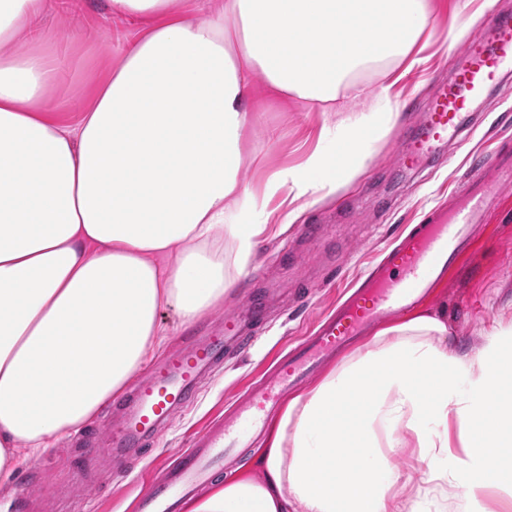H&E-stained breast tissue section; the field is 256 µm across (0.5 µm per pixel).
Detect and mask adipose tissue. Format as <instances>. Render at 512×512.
I'll list each match as a JSON object with an SVG mask.
<instances>
[{"instance_id": "obj_1", "label": "adipose tissue", "mask_w": 512, "mask_h": 512, "mask_svg": "<svg viewBox=\"0 0 512 512\" xmlns=\"http://www.w3.org/2000/svg\"><path fill=\"white\" fill-rule=\"evenodd\" d=\"M49 0H0V485L91 422L145 364L161 308L192 322L224 298L225 236L246 266L267 198L335 191L361 169L392 109L324 125L323 145L265 196L241 177L256 90L326 109L367 96L361 71L420 58L428 0H109L139 37L75 128L43 106L55 59L14 51ZM471 426L453 441L451 420ZM459 489L485 512L486 474L512 494V325L465 353L448 319L422 311L378 331L309 393L289 399L252 470L215 482L187 512H402Z\"/></svg>"}]
</instances>
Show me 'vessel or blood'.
I'll return each instance as SVG.
<instances>
[{"label": "vessel or blood", "mask_w": 512, "mask_h": 512, "mask_svg": "<svg viewBox=\"0 0 512 512\" xmlns=\"http://www.w3.org/2000/svg\"><path fill=\"white\" fill-rule=\"evenodd\" d=\"M462 62L433 96L418 134L400 133V166L411 169L443 158L446 145L461 142L476 124L479 108L491 90L512 75V13L490 16L487 28L471 36ZM512 190V153L477 158L456 193L453 209L432 208L427 223L415 226L373 267L336 310L320 319L273 370L253 384L232 418L208 425L161 469L137 503V512H181L185 500L224 471V457L250 447L276 411L282 395L313 379L323 364L354 337L372 326L417 307L456 269L471 249L473 228L486 224L506 192ZM252 335L237 323L223 334L199 336L184 349L165 356L150 379L116 398L119 424L102 417L111 434V456L124 458L152 444L161 428L198 394L200 379L224 359L225 348L246 352Z\"/></svg>", "instance_id": "obj_1"}]
</instances>
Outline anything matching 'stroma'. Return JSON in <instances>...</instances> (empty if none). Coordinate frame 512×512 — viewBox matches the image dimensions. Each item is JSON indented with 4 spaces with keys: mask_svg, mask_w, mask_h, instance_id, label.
<instances>
[{
    "mask_svg": "<svg viewBox=\"0 0 512 512\" xmlns=\"http://www.w3.org/2000/svg\"><path fill=\"white\" fill-rule=\"evenodd\" d=\"M435 26L421 51L423 64L396 67L392 76L375 68L361 78L373 92L388 89L395 113L390 128L373 145L364 167L336 193L320 201H305L295 223L286 216L295 209L283 194L268 202L269 229L261 237L245 266H236V243L224 239V300L191 323L182 322L175 307L158 316L160 338L151 358L168 349L185 346L198 326L237 315L243 309L241 289L257 292L284 288L288 300L271 311L246 353L225 352L223 366L200 384L195 403L177 414L158 440L140 457L111 464L109 459L87 454L76 437H68L37 459H21L18 470L39 469L34 512H60L56 483L78 476L87 500L84 512H135L148 482L174 459L179 449L190 447L193 436L225 412L248 384L288 348L295 345L325 314L354 279L389 243L420 223L424 212L447 204L467 175L470 159L494 150L502 141L512 142V93L488 97L486 116L470 139L440 165L420 171H398L395 136L423 111L437 82L447 80L449 69L459 63L466 33L485 27L489 14L469 16L460 0H429ZM40 27L48 36L46 48L59 61L63 77L45 101L63 123L71 125L87 106L96 84L114 61L141 35L137 22L112 18L108 0H55ZM254 106L261 124L247 135L242 178L256 194H263L273 175L304 163L320 142L324 116L307 111L295 101L256 94ZM281 137L267 142L266 129ZM321 224V243L305 251L290 244L301 225ZM475 243L458 269L426 302L429 310L448 317V350L460 353L481 343L494 328L512 324V198L474 230Z\"/></svg>",
    "mask_w": 512,
    "mask_h": 512,
    "instance_id": "1",
    "label": "stroma"
}]
</instances>
